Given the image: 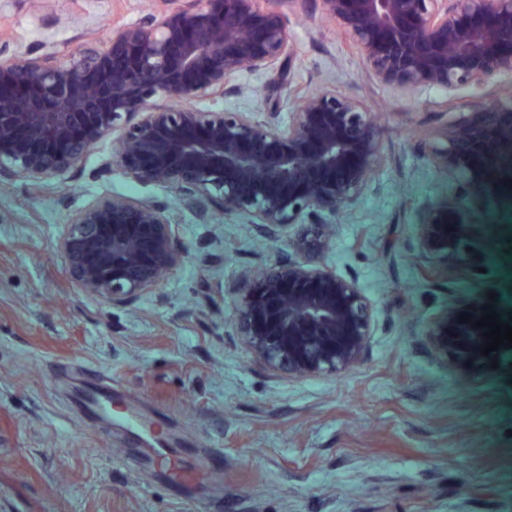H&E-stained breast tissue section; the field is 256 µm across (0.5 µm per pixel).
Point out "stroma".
I'll use <instances>...</instances> for the list:
<instances>
[{"mask_svg": "<svg viewBox=\"0 0 512 512\" xmlns=\"http://www.w3.org/2000/svg\"><path fill=\"white\" fill-rule=\"evenodd\" d=\"M285 13L290 80L324 86L375 112L382 159L357 204L334 220L324 265L354 281L371 309L351 367L272 374L236 336V290L287 257L285 229L265 241L228 216L208 223L164 185L104 171L111 140L40 187L0 188V512H512V348L461 370L423 330L453 310L480 320L487 295L512 316V166L498 164L492 203L475 216L480 268L425 278L419 214L458 187L426 156L433 134L476 99L512 94V74L483 89L376 80L319 0H259ZM147 0H0V37L15 51L62 50L137 22ZM239 92L203 110L260 113L282 124L278 68L245 70ZM112 195L170 202L186 261L137 301L78 288L60 250L73 214ZM113 379L112 401L158 423L171 467L121 418L106 422L79 392ZM182 481H174V474Z\"/></svg>", "mask_w": 512, "mask_h": 512, "instance_id": "obj_1", "label": "stroma"}]
</instances>
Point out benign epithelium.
Wrapping results in <instances>:
<instances>
[{
    "label": "benign epithelium",
    "instance_id": "benign-epithelium-1",
    "mask_svg": "<svg viewBox=\"0 0 512 512\" xmlns=\"http://www.w3.org/2000/svg\"><path fill=\"white\" fill-rule=\"evenodd\" d=\"M322 14L359 49L379 81L484 87L512 73V0H319ZM284 14L258 0H170L95 45L20 54L0 63V184L34 187L72 170L113 138L117 163L141 183L175 189L206 217L248 219L267 239L297 231L294 257L238 289L235 329L270 371L309 376L355 362L371 314L353 281L312 264L329 248L326 215L357 203L381 157L374 113L334 87L288 94V122L256 112L203 111L189 102L222 98L244 69L290 62ZM161 97L165 104L156 105ZM428 145L429 160L460 190L425 210L417 250L447 269L477 268L468 218L487 210L490 189L475 140L512 139V99L472 104ZM179 222L155 199L98 200L76 211L61 242L71 279L114 304L136 301L182 257ZM465 323L445 315L425 336L464 366Z\"/></svg>",
    "mask_w": 512,
    "mask_h": 512
}]
</instances>
